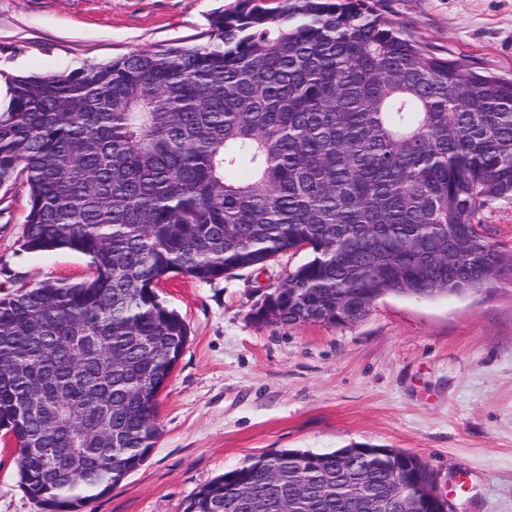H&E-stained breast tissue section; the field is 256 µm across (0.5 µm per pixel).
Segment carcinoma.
Listing matches in <instances>:
<instances>
[{
  "mask_svg": "<svg viewBox=\"0 0 512 512\" xmlns=\"http://www.w3.org/2000/svg\"><path fill=\"white\" fill-rule=\"evenodd\" d=\"M28 188L22 247L90 258L75 283L0 297V431L19 486L82 512L146 461L189 326L159 299L309 246L253 312L337 323L349 303L490 285L512 254L480 215L512 197V80L444 58L369 0H284L210 19L208 42L17 75L0 188ZM416 456L353 443L247 458L184 512H388Z\"/></svg>",
  "mask_w": 512,
  "mask_h": 512,
  "instance_id": "obj_1",
  "label": "carcinoma"
}]
</instances>
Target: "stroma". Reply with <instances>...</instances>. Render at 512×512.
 Wrapping results in <instances>:
<instances>
[{
    "label": "stroma",
    "instance_id": "1",
    "mask_svg": "<svg viewBox=\"0 0 512 512\" xmlns=\"http://www.w3.org/2000/svg\"><path fill=\"white\" fill-rule=\"evenodd\" d=\"M281 0H0V103L18 73L61 74L133 50L207 43L208 20ZM440 55L512 77V0H372ZM28 189L0 188V297L75 282L90 259L22 246ZM290 252L209 283L176 274L161 300L190 327L159 396L146 462L84 512H183L203 484L247 457L351 443L420 458L449 512H512V279L465 295H387L359 323L282 326L252 313L306 262ZM0 512H44L0 437Z\"/></svg>",
    "mask_w": 512,
    "mask_h": 512
}]
</instances>
